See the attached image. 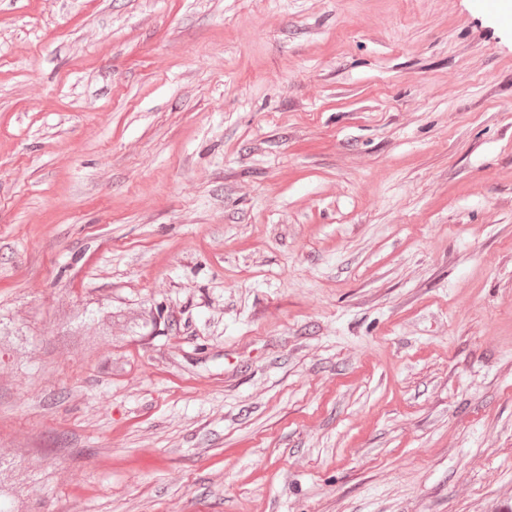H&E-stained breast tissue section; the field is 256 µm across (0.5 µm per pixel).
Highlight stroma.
<instances>
[{
    "instance_id": "stroma-1",
    "label": "stroma",
    "mask_w": 512,
    "mask_h": 512,
    "mask_svg": "<svg viewBox=\"0 0 512 512\" xmlns=\"http://www.w3.org/2000/svg\"><path fill=\"white\" fill-rule=\"evenodd\" d=\"M0 327L33 512H512V20L0 0Z\"/></svg>"
}]
</instances>
